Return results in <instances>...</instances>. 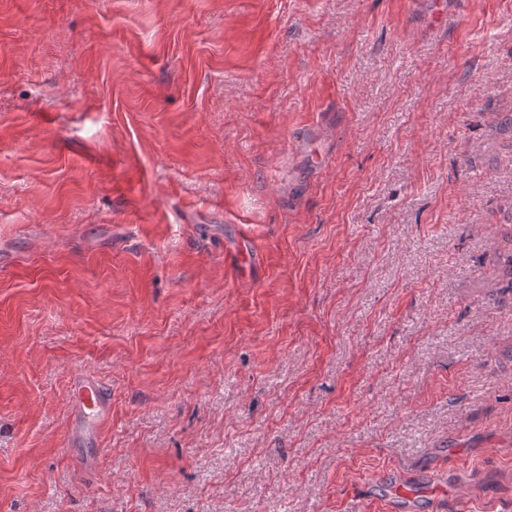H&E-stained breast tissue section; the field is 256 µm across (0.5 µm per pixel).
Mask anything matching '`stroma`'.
Masks as SVG:
<instances>
[{"instance_id": "1", "label": "stroma", "mask_w": 512, "mask_h": 512, "mask_svg": "<svg viewBox=\"0 0 512 512\" xmlns=\"http://www.w3.org/2000/svg\"><path fill=\"white\" fill-rule=\"evenodd\" d=\"M509 118L512 0H0V512H502ZM72 397L69 439L97 442L104 426L112 419V396L93 376L76 374L70 380Z\"/></svg>"}]
</instances>
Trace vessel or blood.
<instances>
[{"label":"vessel or blood","instance_id":"b4317fda","mask_svg":"<svg viewBox=\"0 0 512 512\" xmlns=\"http://www.w3.org/2000/svg\"><path fill=\"white\" fill-rule=\"evenodd\" d=\"M72 397L69 438L74 442H97L112 418V396L93 376L74 375L70 380Z\"/></svg>","mask_w":512,"mask_h":512}]
</instances>
